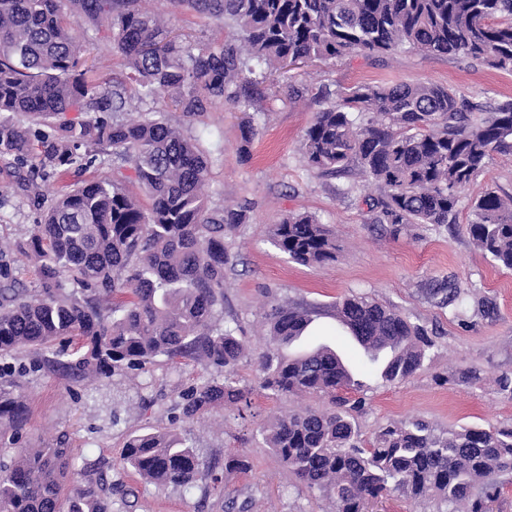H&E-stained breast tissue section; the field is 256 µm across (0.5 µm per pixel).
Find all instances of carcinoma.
Masks as SVG:
<instances>
[{"label": "carcinoma", "instance_id": "cac0c4a2", "mask_svg": "<svg viewBox=\"0 0 512 512\" xmlns=\"http://www.w3.org/2000/svg\"><path fill=\"white\" fill-rule=\"evenodd\" d=\"M235 29L231 41L180 42L145 0H0V159L18 169L26 190L44 175L87 169L112 156L130 165L59 192L17 252L33 262L38 288L21 287L0 263V358L23 350L33 368L72 381L110 382L159 358L189 360L209 371L181 394L182 419L216 407H249L236 370L245 344L224 321V235L245 222L244 210L212 208L204 187L209 161L197 139L154 108L121 117L122 81L91 83L77 71L84 47L71 22L107 26L125 58L138 99L152 104L169 91L195 116L215 102L248 113L245 142L258 114L241 100L249 62L262 78L287 62L339 60L416 50L466 57L512 73V0H172ZM96 116L91 117L89 113ZM485 116L472 120L471 114ZM52 124V132L40 129ZM309 169L319 176L355 173L376 186L363 203L380 223L451 224L459 193L493 154H512V98L491 109L432 82L357 85L337 93L303 136ZM136 181L150 204L127 189ZM474 247L512 270V196L488 186L471 206ZM272 243L296 263L321 266L336 256L326 225L307 213L285 215ZM370 361L382 348L387 383L423 370L434 347L427 331L377 300L352 295L336 303ZM271 343L259 355L260 388L275 396L326 394L330 410L306 408L262 428L268 448L296 479L331 500L334 512H365L389 492L437 512H490L512 474V425L439 430L426 421L389 424L360 445L354 414L362 400L338 391L354 385L336 351L320 347L284 356L279 346L310 323L304 308L276 304L267 314ZM27 419L22 383L0 367V440ZM63 438L19 448L0 462V512H112V495L135 491L100 472L74 477ZM121 462L141 481L189 492L203 475L222 477L176 429H149L126 441ZM72 488L66 499L61 489Z\"/></svg>", "mask_w": 512, "mask_h": 512}]
</instances>
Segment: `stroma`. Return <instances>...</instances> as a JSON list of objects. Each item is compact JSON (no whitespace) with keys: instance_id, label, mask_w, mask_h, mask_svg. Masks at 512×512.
Listing matches in <instances>:
<instances>
[{"instance_id":"obj_1","label":"stroma","mask_w":512,"mask_h":512,"mask_svg":"<svg viewBox=\"0 0 512 512\" xmlns=\"http://www.w3.org/2000/svg\"><path fill=\"white\" fill-rule=\"evenodd\" d=\"M174 35L193 41L221 43L233 29L171 0H151ZM77 40L89 47L81 67L88 79L124 80L123 56L93 27L78 24ZM289 82L258 86L252 107L260 113L258 134L244 142L241 112L215 104L186 121L170 101L157 108L173 125L198 138L210 161L205 191L212 207L245 208L247 221L225 238L231 261L224 270V319L237 324L249 354L237 367L241 385L251 388V406L237 411L228 405L197 422L175 421L180 395L206 377L192 362L155 363L149 372L115 377L109 383H74L40 371L23 377L28 419L18 441H0V457L13 446L35 448L67 435L78 465H92L109 479L133 487V507L113 498L112 512H227L235 503L243 512H333L319 492L296 486L292 475L267 448L260 435L276 417L304 408L326 410L327 397H272L260 389L258 356L268 345L266 315L285 303L309 309L312 323L296 341L282 346L293 356L326 344L351 362L362 349L341 327L333 306L344 296L366 294L401 311L425 327L435 342L426 368L406 381L382 382L375 374L355 372L365 410L356 415L361 438L372 441L379 427L421 419L441 430L462 426L494 429L512 424V400L495 390V379L512 371V271L493 266L472 243L468 222L471 202L485 187L512 195V155H494L485 170L461 191L457 219L448 225L408 224L398 234L376 223L372 213L348 189L354 175L321 177L308 170L302 139L316 112L334 103L338 90L361 84L433 82L484 106L512 98V74L466 58L426 56L412 51L372 55L291 67ZM303 97L288 95L289 86ZM71 171L41 184V199L16 189L14 167L0 161V245L27 237L57 192L81 180ZM291 212H307L327 224L336 236V259L322 266L293 262L271 242L273 224ZM462 288V305L442 306L435 288ZM479 381L465 379L468 369ZM177 429L207 463L223 468L227 453L246 457L250 468L212 484L199 479L192 493L141 483L125 470L120 457L127 439L150 428Z\"/></svg>"}]
</instances>
